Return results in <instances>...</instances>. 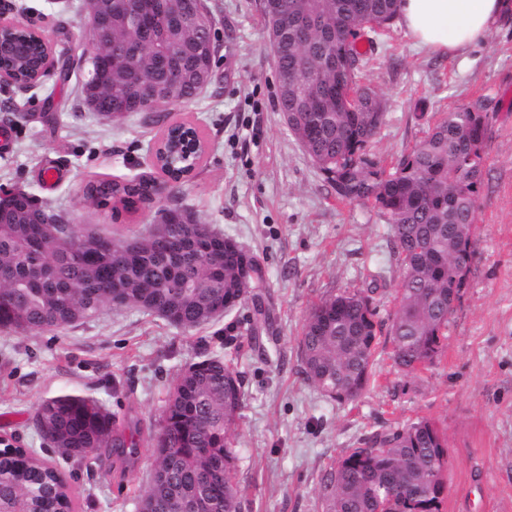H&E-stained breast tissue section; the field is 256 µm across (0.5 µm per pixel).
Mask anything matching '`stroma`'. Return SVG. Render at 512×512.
Listing matches in <instances>:
<instances>
[{"mask_svg": "<svg viewBox=\"0 0 512 512\" xmlns=\"http://www.w3.org/2000/svg\"><path fill=\"white\" fill-rule=\"evenodd\" d=\"M0 22L34 20L53 53L66 47L57 17L80 21L82 0L63 14L47 0H8ZM261 0H205L214 19V79L174 122L195 125L208 152L164 199L192 210L260 260L261 302L247 301L185 330L136 307L103 308L92 320L38 333L0 332V448H27L66 477L74 512H139L154 463L167 391L201 356L224 357L243 381L244 408L233 428L235 466L245 488L241 512H322L318 480L371 432L424 418L448 441V490L441 512H512V22L474 47L467 61L414 45L397 24L362 29L360 73L386 103L366 148L392 168L445 113L481 104L487 124L485 186L473 248L476 259L435 362L413 374L377 347L367 391L333 400L299 372L298 339L312 304L346 290L374 289L378 317L396 311L400 268L379 207L338 199L276 109L277 80ZM82 70L49 71L26 90L0 82V103L27 113L0 137V187L22 186L114 238L149 228L155 205L137 211L91 203L94 180L161 179L148 145L160 128L136 117L102 121L83 98ZM53 112L57 126L43 116ZM274 322L262 347L247 339L257 305ZM96 400L138 446L129 462L111 456L63 460L33 417L48 398Z\"/></svg>", "mask_w": 512, "mask_h": 512, "instance_id": "obj_1", "label": "stroma"}]
</instances>
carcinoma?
<instances>
[{
  "label": "carcinoma",
  "mask_w": 512,
  "mask_h": 512,
  "mask_svg": "<svg viewBox=\"0 0 512 512\" xmlns=\"http://www.w3.org/2000/svg\"><path fill=\"white\" fill-rule=\"evenodd\" d=\"M400 0H261L266 34L286 16L305 12L309 36L288 34V46L272 49L276 70L292 68L305 96L289 125L308 156L342 200L372 203L388 215L392 252L400 263L394 291L397 310L388 327L372 298L346 291L313 305L298 343L300 373L325 396L358 400L368 387L380 336L406 374L432 364L442 349L453 304L460 299L474 258L472 237L484 184L487 126L475 107H461L438 121L392 171L365 158L384 121V100L359 83L362 54L357 30L382 27ZM23 37L27 58L0 55V72L13 82L40 84L51 48L39 29L0 27V39ZM200 43L192 30L167 27L148 35L123 23L112 27V97L131 103L125 113H145L142 124L160 122L190 104L203 86L190 84L168 96L169 75L153 70V56L171 55L173 68L196 69ZM160 168L193 164L169 136L160 141ZM151 179L90 182L84 195L114 199L127 210L151 201ZM43 207L16 197L0 204V332L60 329L94 317L102 308L137 306L169 323L195 328L249 297H261L264 272L250 256L254 278L242 288L238 262L224 254V235L211 225L182 222L175 213L166 237L135 235V252L92 228L55 213L59 237L50 238L33 217ZM241 376L224 358L209 356L172 382L158 433L154 473L142 498L147 512H183L205 502L209 512H238L242 496L233 461L232 428L243 408ZM38 432L67 460H85L104 448H134L92 400L60 395L36 413ZM448 448L437 428L418 419L376 432L319 480L323 512H440L447 490ZM4 507L28 512H67L69 491L57 468L33 453L0 457Z\"/></svg>",
  "instance_id": "1"
}]
</instances>
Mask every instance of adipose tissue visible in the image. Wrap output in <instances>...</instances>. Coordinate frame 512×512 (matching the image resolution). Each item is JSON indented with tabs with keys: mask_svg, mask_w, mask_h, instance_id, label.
Wrapping results in <instances>:
<instances>
[{
	"mask_svg": "<svg viewBox=\"0 0 512 512\" xmlns=\"http://www.w3.org/2000/svg\"><path fill=\"white\" fill-rule=\"evenodd\" d=\"M511 19L512 0H401L398 12L415 46L461 58Z\"/></svg>",
	"mask_w": 512,
	"mask_h": 512,
	"instance_id": "1",
	"label": "adipose tissue"
}]
</instances>
